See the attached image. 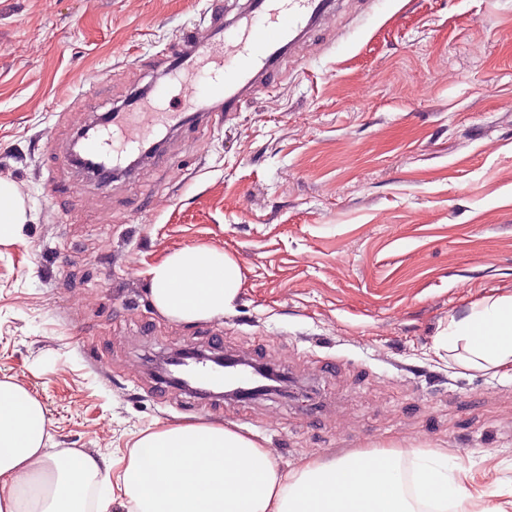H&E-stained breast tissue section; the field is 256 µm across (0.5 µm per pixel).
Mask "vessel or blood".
<instances>
[{
    "label": "vessel or blood",
    "instance_id": "vessel-or-blood-1",
    "mask_svg": "<svg viewBox=\"0 0 512 512\" xmlns=\"http://www.w3.org/2000/svg\"><path fill=\"white\" fill-rule=\"evenodd\" d=\"M332 5L333 0H251L228 26L224 0H212L210 37L184 28L164 55L167 81L148 97L131 91L129 109L113 113L111 123L86 142L87 155L118 172L150 137L182 129L188 115L205 124L223 122L225 113L239 111L267 87L284 53L297 49ZM184 371L201 389L224 385V370L196 362Z\"/></svg>",
    "mask_w": 512,
    "mask_h": 512
}]
</instances>
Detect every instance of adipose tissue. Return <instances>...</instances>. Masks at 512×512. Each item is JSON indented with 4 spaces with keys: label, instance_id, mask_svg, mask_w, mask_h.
Wrapping results in <instances>:
<instances>
[{
    "label": "adipose tissue",
    "instance_id": "adipose-tissue-1",
    "mask_svg": "<svg viewBox=\"0 0 512 512\" xmlns=\"http://www.w3.org/2000/svg\"><path fill=\"white\" fill-rule=\"evenodd\" d=\"M29 213L0 179V242L21 236ZM158 311L178 323L222 318L242 286L237 260L186 247L149 271ZM435 353L449 369L512 374V295H490L450 317ZM40 401L0 381V512H507L447 454L411 448L360 450L331 462L303 458L279 471L271 451L213 423L140 432L126 456L108 459L49 447ZM416 457L415 491L401 460Z\"/></svg>",
    "mask_w": 512,
    "mask_h": 512
}]
</instances>
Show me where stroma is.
<instances>
[{
	"instance_id": "1",
	"label": "stroma",
	"mask_w": 512,
	"mask_h": 512,
	"mask_svg": "<svg viewBox=\"0 0 512 512\" xmlns=\"http://www.w3.org/2000/svg\"><path fill=\"white\" fill-rule=\"evenodd\" d=\"M208 8L0 0V179L32 215L0 244V380L40 400L56 448L121 455L200 421L253 435L283 472L445 450L511 499L512 377L450 370L434 345L449 315L512 295V0L375 17L339 0L279 80L101 190L69 164L74 132L153 82ZM193 246L232 255L242 287L222 319L176 323L148 271ZM186 344L280 369L289 397L157 386L148 361Z\"/></svg>"
}]
</instances>
